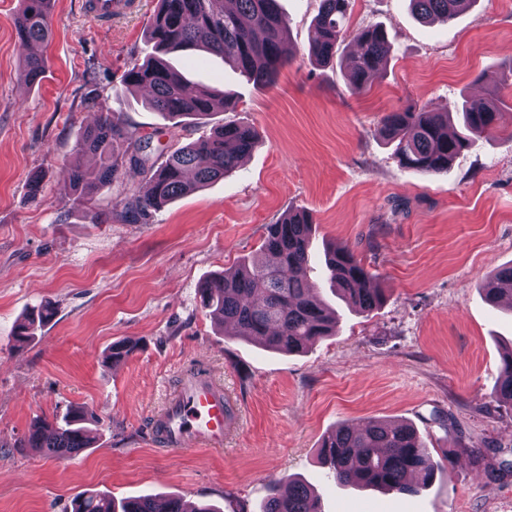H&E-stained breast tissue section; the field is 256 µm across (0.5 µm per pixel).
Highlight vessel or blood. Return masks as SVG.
I'll use <instances>...</instances> for the list:
<instances>
[{
    "mask_svg": "<svg viewBox=\"0 0 512 512\" xmlns=\"http://www.w3.org/2000/svg\"><path fill=\"white\" fill-rule=\"evenodd\" d=\"M126 6V0H86L87 11L102 22L111 21L113 13ZM232 414L223 389L207 372L193 370L166 410L154 419L151 433L168 448H181L191 441L218 448L224 443V428Z\"/></svg>",
    "mask_w": 512,
    "mask_h": 512,
    "instance_id": "vessel-or-blood-1",
    "label": "vessel or blood"
}]
</instances>
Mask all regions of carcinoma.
<instances>
[{
  "mask_svg": "<svg viewBox=\"0 0 512 512\" xmlns=\"http://www.w3.org/2000/svg\"><path fill=\"white\" fill-rule=\"evenodd\" d=\"M423 19L451 21L467 0H410ZM52 0H20L16 33L22 46L45 44L50 36L48 18ZM352 0H321L316 37L309 44L310 61L321 65L336 55L338 42L347 33L346 21ZM148 39L158 56L133 65L123 77L129 88L147 91L145 105L163 118L208 119L231 109V100L208 87L186 92L183 75L163 58L176 51L202 50L230 61L238 70L263 83H272L291 61L288 20L279 0H235L231 9L224 0H158L148 26ZM357 50L349 61L350 90L365 92L368 80L388 54L386 33L368 27L353 35ZM47 67L43 53L24 56V79L41 82ZM512 85V63L496 73L489 96L466 102L460 129L449 131V113L405 108L386 113L380 135L395 144L400 163L429 173H441L476 137L499 128L503 101L498 91ZM259 140L258 130L234 120L220 124L205 139L171 151L160 165L143 155L147 138L121 121L114 112L100 114L96 124L84 128L74 146V159L65 165L63 177L78 196L96 187L120 183L122 218L147 220L167 202L194 189L224 179L251 153ZM100 158L96 182L90 183L81 157ZM139 175L147 176L142 190ZM312 220L304 210L288 213L267 225L262 250L267 262H244L232 274H218L198 288L200 304L219 323H231L237 335L265 348L301 352L336 329V317L315 295L307 270ZM336 294L361 311H370L384 299L382 289L372 285V274L346 246L331 249L326 258ZM486 299L498 303L512 300V265L499 269L482 287ZM52 315L49 307L32 311L17 327V340L34 335L35 323ZM498 401L512 407V350L502 357L501 375L495 391ZM85 413L75 409L52 424L35 422L22 447L66 458L93 445L84 425ZM321 453L333 478L341 485L386 491L417 492L445 467L448 458H435L411 426L367 420L359 425H341L322 440ZM71 512H216L209 506L186 509L182 498L158 499L151 495L120 500L97 492H83L72 502ZM261 512H321L318 499L307 485L295 481L288 492L273 490Z\"/></svg>",
  "mask_w": 512,
  "mask_h": 512,
  "instance_id": "cac0c4a2",
  "label": "carcinoma"
}]
</instances>
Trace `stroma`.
Instances as JSON below:
<instances>
[{"label":"stroma","instance_id":"35a3bbf8","mask_svg":"<svg viewBox=\"0 0 512 512\" xmlns=\"http://www.w3.org/2000/svg\"><path fill=\"white\" fill-rule=\"evenodd\" d=\"M293 61L274 84L248 79L203 51L172 54L189 86L231 94L223 120L252 124L254 150L224 180L174 199L149 223L113 213L114 190L82 204L62 169L82 127L116 111L170 147L210 133L145 108L123 76L153 55L147 26L157 0H131L102 23L85 0H55L47 73L25 83L15 32L18 0H0V512H67L75 495H178L221 512H260L272 483L307 482L322 512H512V408L495 398L512 348V306L480 285L512 264V87L498 131L448 171L402 165L378 134L405 106L454 112L489 91L512 61V0H474L453 21L424 23L409 0H354L348 28L381 26L387 60L361 95L348 86L352 38L333 63L307 58L320 0H279ZM41 173L43 192L29 196ZM102 211L91 223L90 211ZM307 211L314 223L309 278L336 311V333L301 354L265 349L216 324L197 288L261 260L269 224ZM346 245L385 291L363 313L337 298L325 252ZM53 319L28 344L14 340L27 311ZM132 354L114 364L112 344ZM201 367L237 416L220 449L168 450L148 433L183 375ZM76 406L97 441L56 459L24 448L36 419ZM372 418L415 428L445 469L415 494L338 485L320 458L324 435Z\"/></svg>","mask_w":512,"mask_h":512}]
</instances>
